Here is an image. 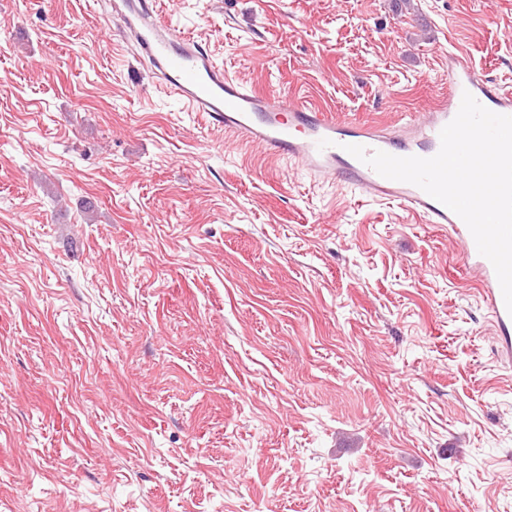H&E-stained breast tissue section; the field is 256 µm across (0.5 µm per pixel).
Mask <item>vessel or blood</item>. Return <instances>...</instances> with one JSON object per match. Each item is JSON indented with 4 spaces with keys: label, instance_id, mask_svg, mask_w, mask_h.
Here are the masks:
<instances>
[{
    "label": "vessel or blood",
    "instance_id": "obj_1",
    "mask_svg": "<svg viewBox=\"0 0 512 512\" xmlns=\"http://www.w3.org/2000/svg\"><path fill=\"white\" fill-rule=\"evenodd\" d=\"M112 10L125 42L136 48L156 83L190 111L223 127L233 142L293 161L312 177L337 179L373 198L396 203L425 223L442 225L465 266L476 272L499 354L512 364V314L493 265L479 253L465 222L421 188L382 177L347 151L358 145L399 157L434 156L442 128L456 116L467 92L491 111L512 116V92L481 78L468 50L457 47L448 52V89L429 112L408 115L400 125L387 128L343 122L307 101L247 87L228 75L205 47L163 20L147 0H114Z\"/></svg>",
    "mask_w": 512,
    "mask_h": 512
}]
</instances>
